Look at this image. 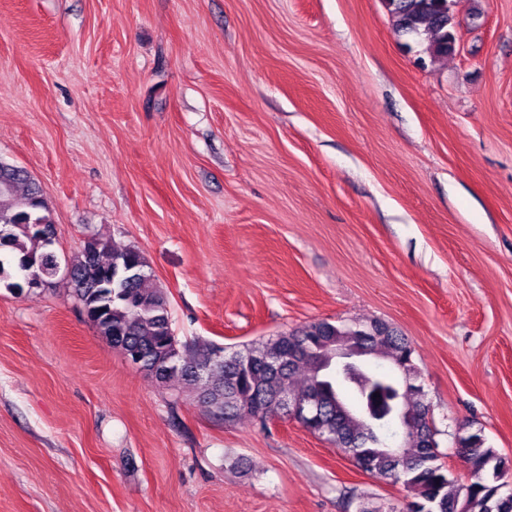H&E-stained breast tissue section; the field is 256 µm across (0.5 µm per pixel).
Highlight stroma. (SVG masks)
I'll use <instances>...</instances> for the list:
<instances>
[{
    "mask_svg": "<svg viewBox=\"0 0 512 512\" xmlns=\"http://www.w3.org/2000/svg\"><path fill=\"white\" fill-rule=\"evenodd\" d=\"M419 67L383 0H0V159L58 256L143 254L181 341L326 319L415 350L441 461L512 458V0ZM300 424L227 422L129 366L63 280L0 286V512H388Z\"/></svg>",
    "mask_w": 512,
    "mask_h": 512,
    "instance_id": "stroma-1",
    "label": "stroma"
}]
</instances>
